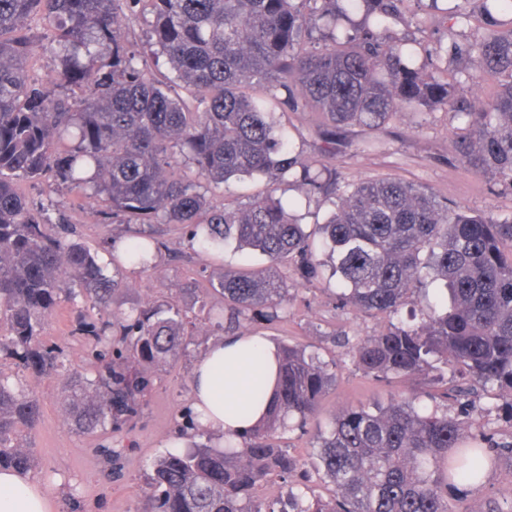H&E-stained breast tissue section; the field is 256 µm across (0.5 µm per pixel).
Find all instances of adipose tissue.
<instances>
[{"mask_svg":"<svg viewBox=\"0 0 512 512\" xmlns=\"http://www.w3.org/2000/svg\"><path fill=\"white\" fill-rule=\"evenodd\" d=\"M276 347L264 337L238 335L219 338L195 360L191 400L201 425L217 435L238 436L258 425L263 405L252 403L251 385L276 384ZM0 512H51L45 491L26 475L0 469Z\"/></svg>","mask_w":512,"mask_h":512,"instance_id":"ef3b65f1","label":"adipose tissue"}]
</instances>
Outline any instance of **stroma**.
Masks as SVG:
<instances>
[{"label": "stroma", "instance_id": "stroma-1", "mask_svg": "<svg viewBox=\"0 0 512 512\" xmlns=\"http://www.w3.org/2000/svg\"><path fill=\"white\" fill-rule=\"evenodd\" d=\"M387 36L423 47L434 46L443 37V20L430 14L424 0H411L401 18L386 20ZM283 122L293 148L306 159L317 157L325 143L319 135L315 118L309 112H286ZM457 125L452 114L422 107L401 112L381 134L352 126L342 129L333 150L336 154L337 181L401 178L421 184L450 207L474 214L495 216L512 211V190L495 185L492 178L467 171L457 160L453 130ZM386 144L384 151L356 154L357 145L373 136ZM27 199L34 203L54 201L65 224L73 229L102 262H109L110 243L132 236H147L159 243L153 269L141 272L121 269L122 299L126 306L144 304L174 305L186 312L193 323L190 344L175 361L152 367L151 385L142 397L138 413L116 432L80 435L68 423L61 390V375L32 380L43 405V422L35 435L37 462L28 476L46 487L54 501L53 512H137L146 476L157 457L164 451L184 446L178 429L190 411L191 367L195 357L220 333L207 314L223 308L224 297L217 288L224 271L248 265L259 269L265 260L259 254L243 255L227 245L207 254L192 249L185 229L174 224H118L105 220L98 207L61 188L48 191L43 184L23 187ZM284 199L294 201V212L310 235L320 261H327L328 250L320 231L332 211L331 200L309 198L306 186L281 183ZM280 273L288 284V312L273 323L262 321L242 324L244 334L264 336L277 344L298 343L320 349L326 358L336 360L337 379L324 394L319 410L311 420L308 434L288 433L286 443L291 454L311 461L309 434L327 427L349 406L389 404L410 390L423 387V377L402 384H390L365 377L334 343L332 334L346 331L349 336H373L386 329L389 320L382 314L355 309L340 310L336 278L323 274L306 281L288 266ZM41 341L59 348L68 368L85 372L91 360L89 336L69 304H61L46 318ZM503 399L489 392L476 397L473 404L449 401V415L469 413L475 421H487L497 437L512 435V420L502 407ZM512 493V459L502 458L474 488L464 487L450 493L454 512H485L489 502Z\"/></svg>", "mask_w": 512, "mask_h": 512}]
</instances>
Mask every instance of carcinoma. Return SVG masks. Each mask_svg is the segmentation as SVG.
I'll return each mask as SVG.
<instances>
[{
    "label": "carcinoma",
    "mask_w": 512,
    "mask_h": 512,
    "mask_svg": "<svg viewBox=\"0 0 512 512\" xmlns=\"http://www.w3.org/2000/svg\"><path fill=\"white\" fill-rule=\"evenodd\" d=\"M369 18H351L354 0H0V467L34 464L26 440L41 422L28 378L67 370L40 341L44 319L80 298L112 320L88 326L98 365L72 374L63 391L69 423L82 433L117 431L138 411L148 368L178 356L191 333L172 306L122 308L123 282L80 242L53 234V201L35 207L19 191L43 179L105 208L123 224H181L204 253L230 241L263 255L268 266L226 272L218 285L224 312L215 326L235 335L243 322L288 313V264L307 281L321 274L309 237L274 189L238 208L214 202L230 180L300 182L334 196L323 225L342 309L393 320L377 336L338 344L365 375L402 382L432 376L433 388L386 406L358 405L313 436L322 477L335 494L307 496L299 458L281 445L306 431L336 374L303 346L278 348L271 397L256 384L252 400L268 415L238 443L197 444L156 459L140 512H455L448 488L477 485L512 438L448 415V400L499 390L512 417V213L496 218L452 210L429 189L400 178L339 184L331 169L293 153L277 130L273 106L314 108L336 127L380 129L400 112L435 104L461 123L456 153L472 173L512 190V0H479L487 27L470 30L459 0L441 53L468 60L457 87L413 62L406 43L381 32L410 0H368ZM153 16L150 51L129 41L127 14ZM46 36L28 41L32 24ZM325 43L308 50L314 30ZM50 55L55 78L35 79L34 49ZM165 58L173 76L159 72ZM486 75H503L495 94L479 93ZM265 86L270 106L247 90ZM147 270L158 243L110 245ZM444 282L442 301L403 311L428 280ZM279 480L286 496L264 501L262 483Z\"/></svg>",
    "instance_id": "1"
}]
</instances>
